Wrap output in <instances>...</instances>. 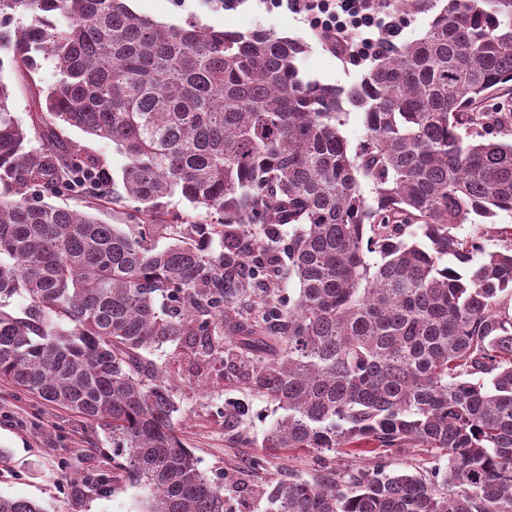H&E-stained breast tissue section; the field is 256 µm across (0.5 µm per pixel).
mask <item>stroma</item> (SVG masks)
Returning a JSON list of instances; mask_svg holds the SVG:
<instances>
[{
    "label": "stroma",
    "instance_id": "obj_1",
    "mask_svg": "<svg viewBox=\"0 0 512 512\" xmlns=\"http://www.w3.org/2000/svg\"><path fill=\"white\" fill-rule=\"evenodd\" d=\"M129 6L163 24L191 21L244 34L263 28L301 40L306 50L298 65L307 80L347 87L373 65L369 56L354 62L332 52L303 15L273 6L270 0H240L232 10L213 9L206 0H129ZM54 79L55 65L49 59L41 60L31 74L9 67L0 71L23 125L31 123L38 89ZM153 359L175 389L180 407L175 422L183 443L201 471L243 501L248 512H264L259 491L268 484L291 474L305 480L314 476L317 459L311 454L225 442L226 409L240 410L244 427L256 441L263 439L277 414L266 400L226 387L222 366L210 367L208 385L201 388L186 371L180 343L164 344ZM94 436L90 423L34 395L0 386V495L37 501L45 512H139V487L113 476L110 461L91 446Z\"/></svg>",
    "mask_w": 512,
    "mask_h": 512
}]
</instances>
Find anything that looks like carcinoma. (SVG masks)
<instances>
[{
    "instance_id": "cac0c4a2",
    "label": "carcinoma",
    "mask_w": 512,
    "mask_h": 512,
    "mask_svg": "<svg viewBox=\"0 0 512 512\" xmlns=\"http://www.w3.org/2000/svg\"><path fill=\"white\" fill-rule=\"evenodd\" d=\"M439 1L346 88L303 79L304 43L264 29L0 0V71L56 65L30 130L0 79V381L98 425L140 512H237L149 358L175 341L198 385L219 360L224 385L283 410L262 447L355 459L268 485L265 512H512V233L495 251L461 233L512 212V109L478 111L512 81V0L402 3ZM61 125L116 146L123 193L82 182L107 157ZM69 193L81 208L45 201ZM176 194L193 212L170 211ZM224 440L251 443L235 411ZM402 448L447 468L388 471ZM0 512L44 510L0 496ZM342 134L353 152L358 144L366 136V127L363 113L357 109L351 108L345 118L344 125L341 127Z\"/></svg>"
}]
</instances>
